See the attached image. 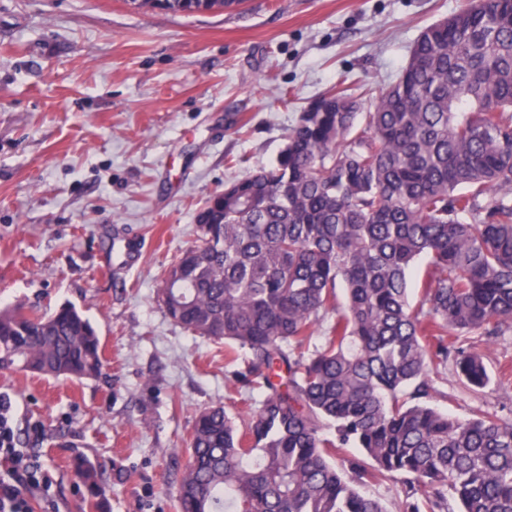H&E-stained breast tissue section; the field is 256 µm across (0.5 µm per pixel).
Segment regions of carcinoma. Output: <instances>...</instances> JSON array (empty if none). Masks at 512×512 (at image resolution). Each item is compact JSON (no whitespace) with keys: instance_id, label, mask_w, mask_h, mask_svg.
Masks as SVG:
<instances>
[{"instance_id":"carcinoma-1","label":"carcinoma","mask_w":512,"mask_h":512,"mask_svg":"<svg viewBox=\"0 0 512 512\" xmlns=\"http://www.w3.org/2000/svg\"><path fill=\"white\" fill-rule=\"evenodd\" d=\"M181 15L224 0H132ZM158 297L183 329L243 352L233 385L261 400L239 428L196 417L179 512H512V422L459 420L430 371L478 391L467 337L512 332V0H472L423 29L372 109L347 88L300 113L275 164L224 186ZM343 284L346 303L336 288ZM322 343L306 351L316 330ZM0 370L102 374L71 303L0 309ZM74 470L87 508L97 468ZM368 492L380 498L391 511L394 510L395 503L402 495L401 484L397 481H385L372 485L368 488Z\"/></svg>"}]
</instances>
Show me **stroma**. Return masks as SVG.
Wrapping results in <instances>:
<instances>
[{
	"label": "stroma",
	"mask_w": 512,
	"mask_h": 512,
	"mask_svg": "<svg viewBox=\"0 0 512 512\" xmlns=\"http://www.w3.org/2000/svg\"><path fill=\"white\" fill-rule=\"evenodd\" d=\"M469 0H241L182 16L126 0H0V307L70 302L96 325L100 378L0 371L17 447L49 478L34 512H80L73 461L104 512H178L199 411L245 413L242 359L157 299L196 212L275 162L301 110L336 86L362 104L420 32ZM434 403L512 421V382L472 392L431 372ZM74 470L84 493V504L90 511H98L101 505V486L97 468L83 457H77Z\"/></svg>",
	"instance_id": "1"
}]
</instances>
